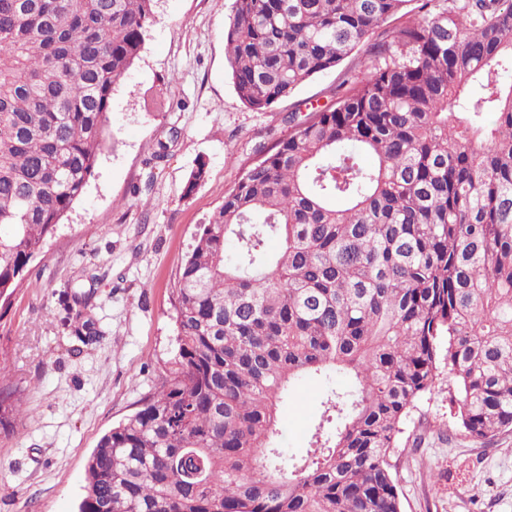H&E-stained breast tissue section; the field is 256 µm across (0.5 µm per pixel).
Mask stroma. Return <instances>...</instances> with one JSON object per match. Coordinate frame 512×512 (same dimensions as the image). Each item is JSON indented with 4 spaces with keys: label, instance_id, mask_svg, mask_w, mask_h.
Wrapping results in <instances>:
<instances>
[{
    "label": "stroma",
    "instance_id": "obj_1",
    "mask_svg": "<svg viewBox=\"0 0 512 512\" xmlns=\"http://www.w3.org/2000/svg\"><path fill=\"white\" fill-rule=\"evenodd\" d=\"M232 0H158L139 59L116 84L108 133L72 209L30 262L0 316V369L26 416L0 430V512H78L87 459L164 375L174 344L172 288L200 226L245 167L286 135L301 102H330L356 49L268 112L237 96L225 58ZM170 142L162 163L149 160ZM194 196L183 186L198 162ZM89 294L99 335L62 325V292ZM322 387L305 380L280 417L285 448H306ZM448 375L418 403L393 459L403 512H512V430L480 443L440 435Z\"/></svg>",
    "mask_w": 512,
    "mask_h": 512
}]
</instances>
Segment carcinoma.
Wrapping results in <instances>:
<instances>
[{
    "label": "carcinoma",
    "instance_id": "carcinoma-1",
    "mask_svg": "<svg viewBox=\"0 0 512 512\" xmlns=\"http://www.w3.org/2000/svg\"><path fill=\"white\" fill-rule=\"evenodd\" d=\"M154 2L0 0V298L94 175ZM408 2L233 0L225 54L253 110L362 44L367 64L290 113L199 226L171 368L99 439L79 512H402L391 455L443 364L456 430L512 429V0H420L384 28ZM62 307L97 335L88 296ZM303 378L322 409L291 453L279 414ZM23 414L0 386V426Z\"/></svg>",
    "mask_w": 512,
    "mask_h": 512
}]
</instances>
